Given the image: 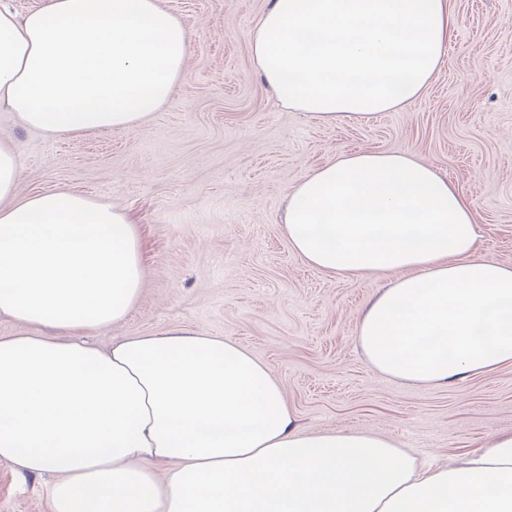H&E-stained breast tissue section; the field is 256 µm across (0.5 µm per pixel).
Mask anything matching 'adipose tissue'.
I'll use <instances>...</instances> for the list:
<instances>
[{
	"label": "adipose tissue",
	"instance_id": "ef3b65f1",
	"mask_svg": "<svg viewBox=\"0 0 512 512\" xmlns=\"http://www.w3.org/2000/svg\"><path fill=\"white\" fill-rule=\"evenodd\" d=\"M455 23L452 0H272L248 40L284 107L336 125L417 99ZM188 50L160 0L0 6V111L51 135L132 130ZM19 165L0 139V317L39 330L0 337V464L53 474L50 512H512V431L421 469L380 435L303 432L281 382L232 339L79 340L139 301L137 229L74 191L18 198ZM283 231L322 272L394 273L356 336L378 372L448 386L512 364V265L480 254L470 202L431 166L337 154L294 184Z\"/></svg>",
	"mask_w": 512,
	"mask_h": 512
}]
</instances>
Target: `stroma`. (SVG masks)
I'll list each match as a JSON object with an SVG mask.
<instances>
[{
  "label": "stroma",
  "mask_w": 512,
  "mask_h": 512,
  "mask_svg": "<svg viewBox=\"0 0 512 512\" xmlns=\"http://www.w3.org/2000/svg\"><path fill=\"white\" fill-rule=\"evenodd\" d=\"M191 32L185 76L132 131L54 137L0 111L21 149L17 193L70 189L136 224L144 289L98 348L174 328L231 338L272 370L306 432L394 439L448 462L512 430V364L448 387L376 372L356 344L361 311L390 277H333L282 231L288 191L339 151L401 153L473 205L479 251L512 264V0H454L444 62L413 103L362 124L322 125L284 108L247 34L271 0H163ZM46 476L0 464V512H49Z\"/></svg>",
  "instance_id": "1"
}]
</instances>
